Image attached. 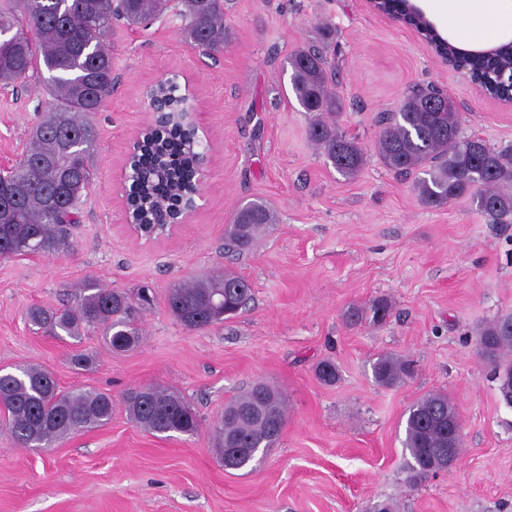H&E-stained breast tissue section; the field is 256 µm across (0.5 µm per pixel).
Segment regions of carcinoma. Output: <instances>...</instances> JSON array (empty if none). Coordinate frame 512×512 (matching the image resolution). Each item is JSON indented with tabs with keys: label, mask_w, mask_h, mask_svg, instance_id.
<instances>
[{
	"label": "carcinoma",
	"mask_w": 512,
	"mask_h": 512,
	"mask_svg": "<svg viewBox=\"0 0 512 512\" xmlns=\"http://www.w3.org/2000/svg\"><path fill=\"white\" fill-rule=\"evenodd\" d=\"M171 10L182 21L188 42L211 54L224 52V0H18L14 10L0 11V29L12 36L0 39V84L10 85L40 68L47 71V108L21 162L0 175V258L53 254L71 247L75 214L92 178L91 157L97 129L90 115L112 94V53L106 31L112 19L139 25ZM509 53L477 60L472 76L485 79L489 93L508 96L498 81ZM290 83L302 109L313 115L309 137L333 167L345 176L363 165L362 149L339 129L336 94L330 87L327 52L300 50L288 59ZM171 81L151 89L163 96V116L134 155L135 183L128 198L141 232L154 231L159 207L181 213L197 189L200 154L196 135L186 118V98ZM452 99L434 88L416 87L398 111L380 121L376 148L383 164L397 175L417 169L424 176L414 185L422 203L441 207L472 198L494 224L512 222V153L496 150L480 138L463 139ZM275 223L262 202L238 208L224 233V247L248 251L256 235ZM224 295L225 309L214 304ZM251 299V285L226 270L210 277L172 285L166 294L168 312L188 330H203L236 315ZM371 319L382 324L391 313L385 298L369 306ZM28 321L43 332L72 339L85 329H102L113 351L126 352L141 341L129 297L116 289L94 288L64 308L34 304ZM476 345L494 363V376H512V315L500 317L478 332ZM407 360L382 355L373 364L381 386H393L410 375ZM319 380L331 384L336 365L324 360L316 367ZM125 402L135 425L155 435H193L199 416L181 395L160 387L140 386L126 392ZM457 415L446 393H431L411 406L406 421L405 448L412 456L414 477L425 478L453 464L461 437L448 443V422ZM112 421V396L104 392L63 391L42 366L19 372L0 370V427L20 446L34 439L52 446L62 436ZM286 422L282 396L258 382L224 405L214 439L224 468L240 470L253 462L252 450L263 451L280 438Z\"/></svg>",
	"instance_id": "obj_1"
}]
</instances>
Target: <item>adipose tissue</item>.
<instances>
[{
  "label": "adipose tissue",
  "mask_w": 512,
  "mask_h": 512,
  "mask_svg": "<svg viewBox=\"0 0 512 512\" xmlns=\"http://www.w3.org/2000/svg\"><path fill=\"white\" fill-rule=\"evenodd\" d=\"M449 28L466 41L487 42L498 32L503 0H442Z\"/></svg>",
  "instance_id": "adipose-tissue-1"
}]
</instances>
